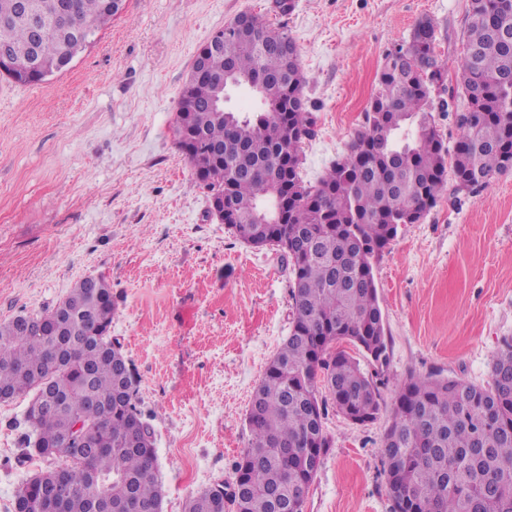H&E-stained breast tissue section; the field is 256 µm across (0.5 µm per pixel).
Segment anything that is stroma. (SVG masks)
Returning a JSON list of instances; mask_svg holds the SVG:
<instances>
[{
	"label": "stroma",
	"mask_w": 512,
	"mask_h": 512,
	"mask_svg": "<svg viewBox=\"0 0 512 512\" xmlns=\"http://www.w3.org/2000/svg\"><path fill=\"white\" fill-rule=\"evenodd\" d=\"M470 0H127L95 44L48 81L0 76V321L53 309L86 277L112 288V336L137 384L164 496L162 512L234 486L246 412L288 337L292 274L210 219L171 123L199 49L247 12L284 29L308 78L315 134L301 175L316 183L350 153L385 54L431 20L446 70L433 94L446 140L463 98L455 70ZM374 275L389 340L383 410L360 426L329 410L332 446L305 512H390L382 440L409 374L491 381L512 336V169L471 192L447 181L402 225ZM27 401L0 402V512H13L40 459L20 456Z\"/></svg>",
	"instance_id": "stroma-1"
}]
</instances>
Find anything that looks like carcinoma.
Returning <instances> with one entry per match:
<instances>
[{
    "mask_svg": "<svg viewBox=\"0 0 512 512\" xmlns=\"http://www.w3.org/2000/svg\"><path fill=\"white\" fill-rule=\"evenodd\" d=\"M64 27L36 34L0 0V55L14 83L45 81L115 18L112 0H75ZM457 77L467 100L451 147L433 115L445 68L431 21L390 52L365 113L366 131L317 184L288 163L301 157L306 110L300 54L287 32L252 14L229 45L205 47L181 91L172 133L197 180L224 194L229 228L253 247L288 248L292 329L268 363L247 412L250 439L234 466L236 512H294L330 448L328 406L355 423L381 409L387 336L373 263L402 224L419 222L453 172L457 189L485 187L512 155V0H471ZM247 87L246 114L214 108L220 88ZM109 285L78 281L51 311L0 322V391L30 397L22 456L45 468L27 477L14 512H156L162 487L154 441L137 429L138 390L112 356ZM369 358L363 367L343 344ZM492 384L411 374L383 437L392 512H512V338L491 366ZM80 448H63L77 425ZM189 512H226L204 490Z\"/></svg>",
    "mask_w": 512,
    "mask_h": 512,
    "instance_id": "cac0c4a2",
    "label": "carcinoma"
}]
</instances>
